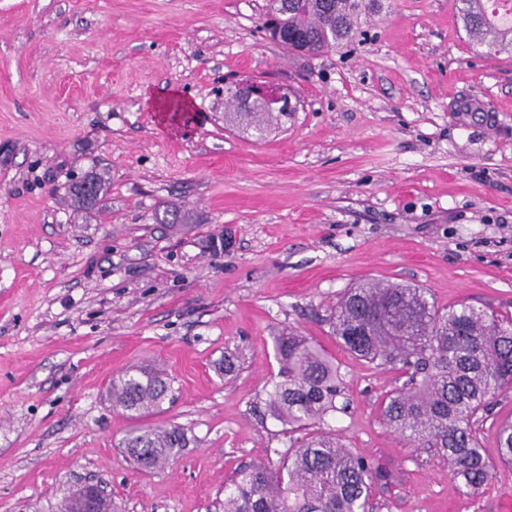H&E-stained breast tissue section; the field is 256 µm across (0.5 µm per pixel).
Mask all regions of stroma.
<instances>
[{
  "label": "stroma",
  "instance_id": "stroma-1",
  "mask_svg": "<svg viewBox=\"0 0 512 512\" xmlns=\"http://www.w3.org/2000/svg\"><path fill=\"white\" fill-rule=\"evenodd\" d=\"M267 0H0V512H62L102 484L117 512H224L241 465L295 436L253 410L292 330L336 362L328 425L390 474L370 512H499L446 459L388 427L406 376L330 333L338 295L373 279L441 308L512 317V55L475 53L458 0H381L359 42L306 58L262 27ZM298 103L265 140L225 124L226 85ZM176 92L190 120L147 97ZM101 181L94 208L73 188ZM179 209V224L158 223ZM233 355L238 369L224 373ZM163 366L150 417L191 443L141 470L107 394Z\"/></svg>",
  "mask_w": 512,
  "mask_h": 512
}]
</instances>
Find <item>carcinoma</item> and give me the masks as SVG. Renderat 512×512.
I'll return each mask as SVG.
<instances>
[{
	"mask_svg": "<svg viewBox=\"0 0 512 512\" xmlns=\"http://www.w3.org/2000/svg\"><path fill=\"white\" fill-rule=\"evenodd\" d=\"M490 0H459L464 30L487 55L512 51V25L501 26ZM377 0H269L275 42L307 56L332 52L360 35L359 19ZM263 135L292 116L260 103L226 112ZM100 181L76 185L77 203H96ZM332 335L347 351L378 366L398 365L408 375L387 396V425L417 448H434L448 460L465 495L493 478L496 463L512 464V418L500 421L498 462L482 453L478 414L512 391V323L463 305L439 308L424 288L366 281L345 290L331 318ZM278 372L255 408L303 431L279 464L259 461L238 469L224 484V512H369L374 487L388 473L368 463L323 428L337 411L342 379L336 363L316 344L292 331L273 337ZM112 408L134 420L162 410L172 399L171 380L159 367L132 365L110 384ZM191 439L184 427L141 424L122 441L142 469H163Z\"/></svg>",
	"mask_w": 512,
	"mask_h": 512,
	"instance_id": "1",
	"label": "carcinoma"
}]
</instances>
